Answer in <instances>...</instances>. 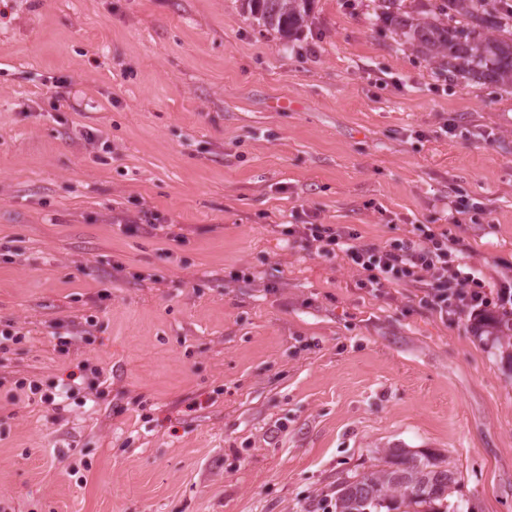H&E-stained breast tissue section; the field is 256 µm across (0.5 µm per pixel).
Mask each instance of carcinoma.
I'll list each match as a JSON object with an SVG mask.
<instances>
[{
	"instance_id": "obj_1",
	"label": "carcinoma",
	"mask_w": 512,
	"mask_h": 512,
	"mask_svg": "<svg viewBox=\"0 0 512 512\" xmlns=\"http://www.w3.org/2000/svg\"><path fill=\"white\" fill-rule=\"evenodd\" d=\"M314 0H241L244 12L291 41L310 19ZM396 34L413 49L480 79L512 84L509 0H436L430 15L400 18ZM494 346L512 365V319L498 323ZM457 479L433 454L388 451L373 468L354 472L334 491V512H469L455 498Z\"/></svg>"
}]
</instances>
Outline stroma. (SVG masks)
Listing matches in <instances>:
<instances>
[{
    "label": "stroma",
    "instance_id": "35a3bbf8",
    "mask_svg": "<svg viewBox=\"0 0 512 512\" xmlns=\"http://www.w3.org/2000/svg\"><path fill=\"white\" fill-rule=\"evenodd\" d=\"M314 217L445 224L512 278V85L378 0H314L290 42L239 0H0V512H323L388 448L512 512V365L275 229Z\"/></svg>",
    "mask_w": 512,
    "mask_h": 512
}]
</instances>
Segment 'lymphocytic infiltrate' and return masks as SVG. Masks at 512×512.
<instances>
[{"label":"lymphocytic infiltrate","mask_w":512,"mask_h":512,"mask_svg":"<svg viewBox=\"0 0 512 512\" xmlns=\"http://www.w3.org/2000/svg\"><path fill=\"white\" fill-rule=\"evenodd\" d=\"M283 235L315 246L318 253H342L361 274L360 287L379 294L394 284L419 285V304L441 320L470 313H512V283H500L489 292L479 269L462 264L463 243L459 237L432 224H419L382 245L363 241L347 224L283 225Z\"/></svg>","instance_id":"lymphocytic-infiltrate-1"}]
</instances>
